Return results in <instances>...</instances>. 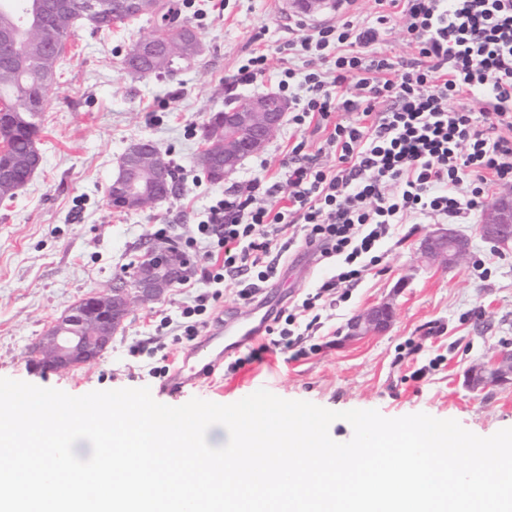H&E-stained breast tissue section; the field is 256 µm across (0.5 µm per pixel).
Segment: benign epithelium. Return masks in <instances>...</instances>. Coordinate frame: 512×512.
<instances>
[{"label":"benign epithelium","mask_w":512,"mask_h":512,"mask_svg":"<svg viewBox=\"0 0 512 512\" xmlns=\"http://www.w3.org/2000/svg\"><path fill=\"white\" fill-rule=\"evenodd\" d=\"M128 14L117 19L126 22L147 11L152 0H124ZM107 5L96 0L83 2L85 21L98 26L101 12ZM158 48L168 50L167 41L151 37L150 41L135 42L126 62L138 60ZM38 60L21 53L13 41L11 30H0V68L29 69ZM288 111V102L275 93L253 98L229 100L221 118L224 119V148H203L196 164L229 177L245 153L262 151L281 126ZM170 163L149 140L130 147L120 159L118 171L110 182L112 206L139 210L169 196ZM481 234L491 242L512 240V194L490 204L484 212ZM422 254L453 267L469 254V242L451 228L439 227L428 232L420 243ZM184 258L176 251L148 241L145 253L128 279L114 282L107 292L94 291L71 308L48 331L40 346L43 368L51 371L72 370L100 357L112 344V335L131 311L156 299L181 278ZM392 321V305L383 302L348 324V336H363L384 331ZM512 376V350H500L490 371L478 368L470 373L469 387L482 390L501 384Z\"/></svg>","instance_id":"7a95c632"}]
</instances>
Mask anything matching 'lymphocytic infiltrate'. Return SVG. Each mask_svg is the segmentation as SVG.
<instances>
[{"mask_svg":"<svg viewBox=\"0 0 512 512\" xmlns=\"http://www.w3.org/2000/svg\"><path fill=\"white\" fill-rule=\"evenodd\" d=\"M363 24L343 19L289 41L305 52L278 87L295 103L289 124L330 126L324 167L295 142L278 181L256 177L218 200L197 226L211 243L208 283L233 281L250 304L302 244L336 275L286 314L280 337L314 309L318 295L352 286L384 258L391 226L410 218L476 215L491 187L512 185V0H375ZM413 50L395 63L374 47L391 18ZM482 102L481 111L462 100ZM339 112L345 121L333 122ZM472 176L468 193L459 187Z\"/></svg>","mask_w":512,"mask_h":512,"instance_id":"obj_1","label":"lymphocytic infiltrate"}]
</instances>
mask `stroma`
Returning <instances> with one entry per match:
<instances>
[{
	"instance_id": "stroma-1",
	"label": "stroma",
	"mask_w": 512,
	"mask_h": 512,
	"mask_svg": "<svg viewBox=\"0 0 512 512\" xmlns=\"http://www.w3.org/2000/svg\"><path fill=\"white\" fill-rule=\"evenodd\" d=\"M173 2L179 19L196 30L202 51L170 74L140 75L124 65L129 47L156 29L144 18L114 25L108 34L81 20L66 41L40 117L42 164L13 198L0 199V377L73 396L146 386L169 406L195 397L231 404L265 388L338 412L374 409L387 418L423 412L456 420L482 437L512 427V384L479 393L466 381L470 369L512 345V242H486L477 217L452 222L471 242L470 255L453 268L418 258L430 221L395 225L383 242V261L334 302L318 303L317 321L296 349L273 347L252 362L244 349L226 354L210 377L175 390L166 377L152 376V368H175L192 347L205 352L219 323L248 310L235 286L224 283L198 336L179 339L183 310L210 289L201 278L208 249L202 239L190 259L191 287L171 288L135 308L98 360L68 373L32 365V352L50 326L89 292L108 290L128 275L156 228L165 227V240L174 245L196 237L217 199L254 176L278 172L296 134L282 124L262 152L247 156L218 184L195 163L211 114L227 98L277 92L283 70L303 65L284 44L332 22V15L301 19L278 0ZM257 50L268 56L266 73L250 85L229 84ZM143 138L167 155L175 190L151 209L112 210L106 193L119 158ZM305 256L299 245L284 255L286 272L265 289L271 305L293 306L333 275L330 264L304 270ZM383 300L394 307L390 329L346 339L347 321Z\"/></svg>"
}]
</instances>
